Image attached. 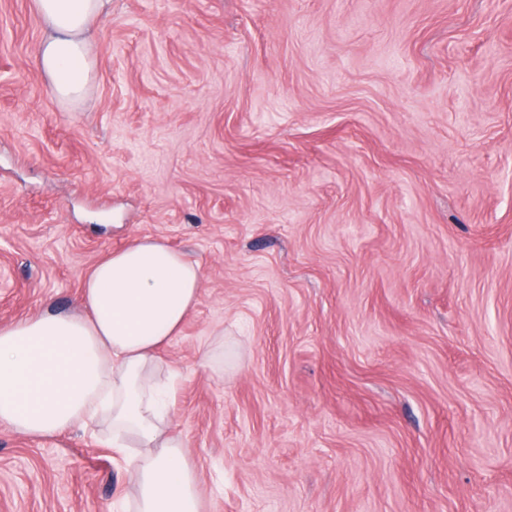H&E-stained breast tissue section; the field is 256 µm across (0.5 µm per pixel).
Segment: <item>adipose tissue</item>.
Returning <instances> with one entry per match:
<instances>
[{
	"mask_svg": "<svg viewBox=\"0 0 512 512\" xmlns=\"http://www.w3.org/2000/svg\"><path fill=\"white\" fill-rule=\"evenodd\" d=\"M111 0H33L48 33L38 54L56 96L80 98L94 65L88 32ZM198 263L136 238L89 271L81 307L0 325V425L29 437L107 420L139 491L138 512H200L187 442L169 430L158 350L200 299Z\"/></svg>",
	"mask_w": 512,
	"mask_h": 512,
	"instance_id": "ef3b65f1",
	"label": "adipose tissue"
}]
</instances>
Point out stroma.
<instances>
[{"mask_svg": "<svg viewBox=\"0 0 512 512\" xmlns=\"http://www.w3.org/2000/svg\"><path fill=\"white\" fill-rule=\"evenodd\" d=\"M0 0V324L151 236L202 512H512V0H112L86 90ZM92 429L0 425V512H136Z\"/></svg>", "mask_w": 512, "mask_h": 512, "instance_id": "stroma-1", "label": "stroma"}]
</instances>
